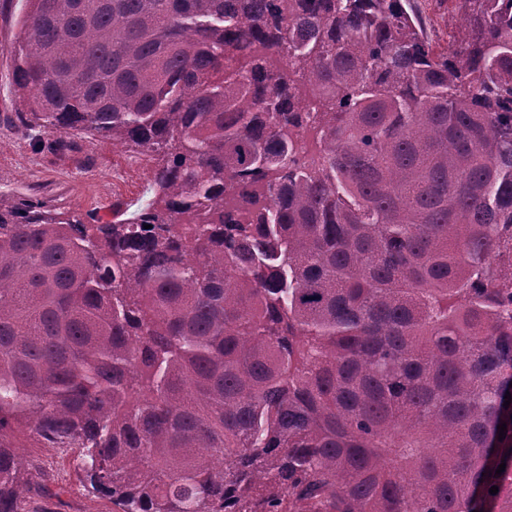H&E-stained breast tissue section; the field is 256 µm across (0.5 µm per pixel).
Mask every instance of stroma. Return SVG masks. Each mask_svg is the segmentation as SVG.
I'll return each instance as SVG.
<instances>
[{
    "label": "stroma",
    "instance_id": "1",
    "mask_svg": "<svg viewBox=\"0 0 512 512\" xmlns=\"http://www.w3.org/2000/svg\"><path fill=\"white\" fill-rule=\"evenodd\" d=\"M411 3L430 39L446 45L450 0ZM28 9L27 0H0V191L53 198L79 213L93 210L103 223L132 218L153 197L152 169L145 157L90 138L74 139L71 149L60 152L52 148L51 136L37 145L12 128L18 102L10 49ZM19 454L34 464L38 482L49 489L45 496L28 495L23 512H111V503L84 491L72 449L23 448Z\"/></svg>",
    "mask_w": 512,
    "mask_h": 512
}]
</instances>
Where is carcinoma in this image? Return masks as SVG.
<instances>
[{
  "mask_svg": "<svg viewBox=\"0 0 512 512\" xmlns=\"http://www.w3.org/2000/svg\"><path fill=\"white\" fill-rule=\"evenodd\" d=\"M28 2L14 127L154 196L0 193V512L30 443L116 512H512V0L442 51L410 0Z\"/></svg>",
  "mask_w": 512,
  "mask_h": 512,
  "instance_id": "cac0c4a2",
  "label": "carcinoma"
}]
</instances>
